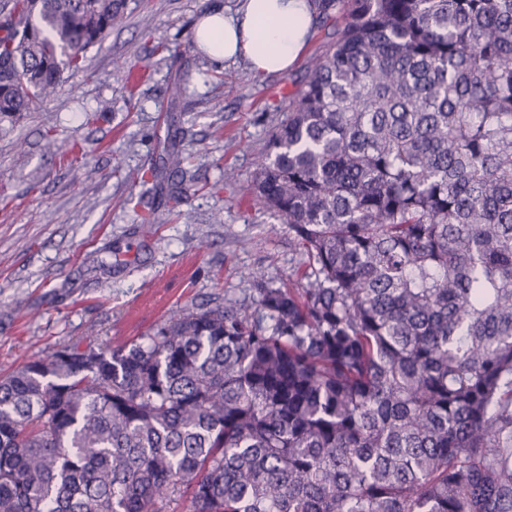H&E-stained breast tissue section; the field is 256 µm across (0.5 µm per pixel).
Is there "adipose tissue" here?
Masks as SVG:
<instances>
[{"instance_id":"1","label":"adipose tissue","mask_w":512,"mask_h":512,"mask_svg":"<svg viewBox=\"0 0 512 512\" xmlns=\"http://www.w3.org/2000/svg\"><path fill=\"white\" fill-rule=\"evenodd\" d=\"M311 12L310 0H244L233 15L206 11L192 40L214 60L243 57L256 71L282 73L307 45Z\"/></svg>"}]
</instances>
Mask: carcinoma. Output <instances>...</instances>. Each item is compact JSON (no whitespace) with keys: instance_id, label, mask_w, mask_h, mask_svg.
Here are the masks:
<instances>
[{"instance_id":"cac0c4a2","label":"carcinoma","mask_w":512,"mask_h":512,"mask_svg":"<svg viewBox=\"0 0 512 512\" xmlns=\"http://www.w3.org/2000/svg\"><path fill=\"white\" fill-rule=\"evenodd\" d=\"M257 200L305 282L0 376V512H512V0H313ZM129 0H0V130Z\"/></svg>"}]
</instances>
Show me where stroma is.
<instances>
[{
	"instance_id": "obj_1",
	"label": "stroma",
	"mask_w": 512,
	"mask_h": 512,
	"mask_svg": "<svg viewBox=\"0 0 512 512\" xmlns=\"http://www.w3.org/2000/svg\"><path fill=\"white\" fill-rule=\"evenodd\" d=\"M133 2L80 69L0 131V374L66 342L141 339L179 306L254 305L253 272L278 286L304 269L252 181L335 27L314 23L303 58L262 75L192 41L205 11L232 14L239 0ZM171 125L192 179L177 200L149 178Z\"/></svg>"
}]
</instances>
